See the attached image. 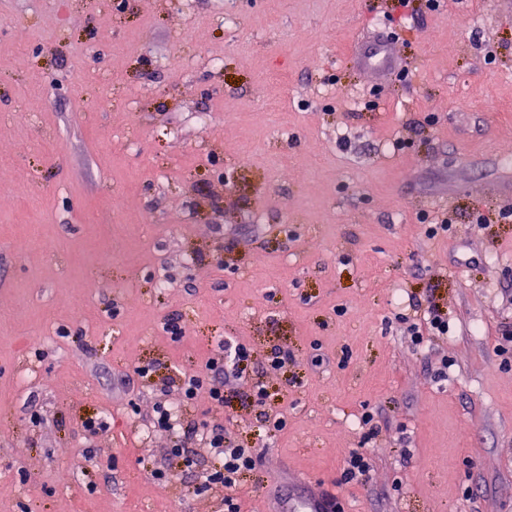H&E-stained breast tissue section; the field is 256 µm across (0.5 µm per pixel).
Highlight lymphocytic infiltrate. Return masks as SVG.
I'll return each instance as SVG.
<instances>
[{"mask_svg": "<svg viewBox=\"0 0 512 512\" xmlns=\"http://www.w3.org/2000/svg\"><path fill=\"white\" fill-rule=\"evenodd\" d=\"M410 311L400 320L414 345L420 346L431 338L447 335L448 315L435 298L426 301L410 299ZM250 361L248 350L241 344L220 342L208 358L204 369L198 373L184 375L178 382V403L158 399L153 407L151 422L154 429L174 435L171 453L179 458L188 474L194 475L193 493L199 494L216 487L224 490V512H241L234 490L241 476L255 469L258 458L253 449L233 448L228 444L230 427L221 423H202L187 426L185 416L199 393H207L214 413L224 410V382L227 377H238L246 372ZM210 448L220 460L218 468L206 473H197L193 447Z\"/></svg>", "mask_w": 512, "mask_h": 512, "instance_id": "f902f5d3", "label": "lymphocytic infiltrate"}]
</instances>
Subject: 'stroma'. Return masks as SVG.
<instances>
[{
	"instance_id": "obj_1",
	"label": "stroma",
	"mask_w": 512,
	"mask_h": 512,
	"mask_svg": "<svg viewBox=\"0 0 512 512\" xmlns=\"http://www.w3.org/2000/svg\"><path fill=\"white\" fill-rule=\"evenodd\" d=\"M395 13L0 0V512H224L145 428L222 340L251 354L224 383L223 421L259 455L243 512L302 477L344 512H512V0ZM374 43L394 70L362 65ZM445 209L456 225L428 237L421 213ZM411 293L450 319L423 349L395 318ZM276 347L291 360L270 372ZM367 410L385 423L368 442ZM363 444L369 483L342 482Z\"/></svg>"
}]
</instances>
